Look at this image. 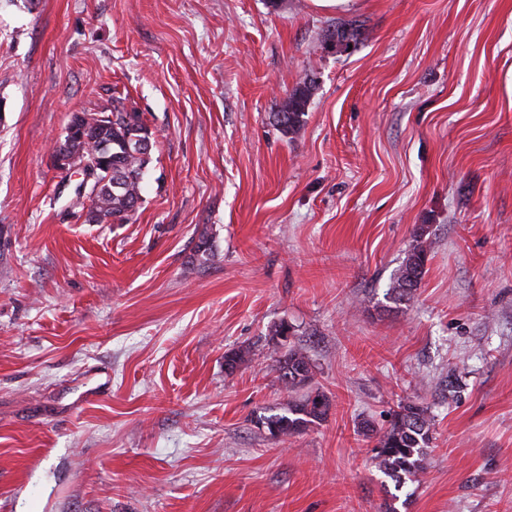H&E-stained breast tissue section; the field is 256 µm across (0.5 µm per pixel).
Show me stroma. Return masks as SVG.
I'll return each instance as SVG.
<instances>
[{
  "label": "stroma",
  "mask_w": 512,
  "mask_h": 512,
  "mask_svg": "<svg viewBox=\"0 0 512 512\" xmlns=\"http://www.w3.org/2000/svg\"><path fill=\"white\" fill-rule=\"evenodd\" d=\"M308 76L291 141L269 114ZM118 96L142 198L89 224L53 146ZM282 321L332 403L285 443L253 421L288 401ZM403 399L434 426L398 490L358 428ZM391 507L512 512V0H0V512ZM429 226L422 224L414 234L413 243L408 250L393 285L386 293L389 300L400 304L412 299L420 287L426 273L428 262L427 236Z\"/></svg>",
  "instance_id": "1"
}]
</instances>
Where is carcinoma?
<instances>
[{"mask_svg": "<svg viewBox=\"0 0 512 512\" xmlns=\"http://www.w3.org/2000/svg\"><path fill=\"white\" fill-rule=\"evenodd\" d=\"M363 32L358 27L338 26L328 31L327 37L351 44L357 42ZM312 85L303 82L296 86L283 101L279 111L271 119L285 136L294 137L304 124V116L311 97ZM112 113V122L89 125L88 139L78 145L79 160L99 158L112 172L102 171L93 186L97 208L112 217V221L124 223L135 212L142 192L143 170L148 163L152 142L151 133L142 123L138 112H129L122 98L112 99V105L104 108ZM141 144L136 149L134 145ZM429 226L421 225L414 234L393 285L387 292L392 302L399 304L412 299L420 287L428 262L427 236ZM275 371L283 387L293 394L280 412L261 415L256 424L271 438L284 441L298 435L327 418L331 401L314 386L316 365L307 351L288 342L275 347ZM249 351L243 348L224 354V368L232 373L245 361ZM432 417L428 408L413 401H401L391 414L388 426L376 429L365 422L364 434L376 437L374 460L383 474L403 484L415 481L423 470V459L432 438Z\"/></svg>", "mask_w": 512, "mask_h": 512, "instance_id": "cac0c4a2", "label": "carcinoma"}]
</instances>
